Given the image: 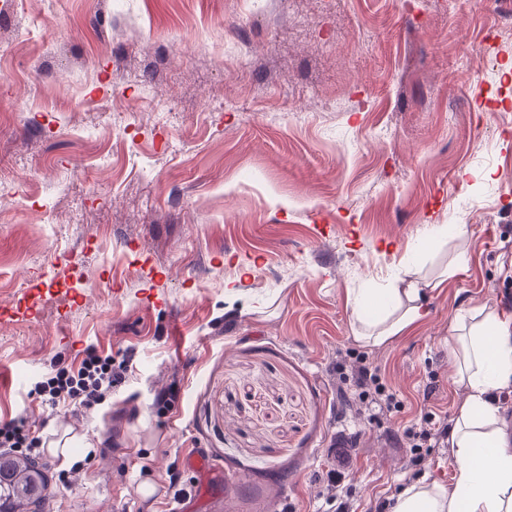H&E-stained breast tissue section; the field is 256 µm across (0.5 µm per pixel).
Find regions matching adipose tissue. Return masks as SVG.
<instances>
[{"label":"adipose tissue","instance_id":"1","mask_svg":"<svg viewBox=\"0 0 512 512\" xmlns=\"http://www.w3.org/2000/svg\"><path fill=\"white\" fill-rule=\"evenodd\" d=\"M353 295L361 319L356 339L379 347L417 320L424 293L421 280L413 278L375 294L358 288ZM368 307L377 312L370 320L363 317ZM448 350L455 380L467 390L448 437L452 481L404 486L391 512H512V429L495 397L512 385V319L490 312L472 321L459 318Z\"/></svg>","mask_w":512,"mask_h":512}]
</instances>
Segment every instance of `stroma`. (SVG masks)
<instances>
[{
    "mask_svg": "<svg viewBox=\"0 0 512 512\" xmlns=\"http://www.w3.org/2000/svg\"><path fill=\"white\" fill-rule=\"evenodd\" d=\"M0 192V421L68 449L39 512H389L451 478L406 443L465 396L453 322L512 316V6L0 0ZM411 268L410 331L356 341L351 289ZM91 353L127 366L97 411L38 392ZM351 374L355 379L356 386L361 390L359 395L362 398L367 399L370 396V385H375L374 393L376 395L381 394L380 387L377 384V371L367 364L364 358L357 360L352 365Z\"/></svg>",
    "mask_w": 512,
    "mask_h": 512,
    "instance_id": "35a3bbf8",
    "label": "stroma"
}]
</instances>
